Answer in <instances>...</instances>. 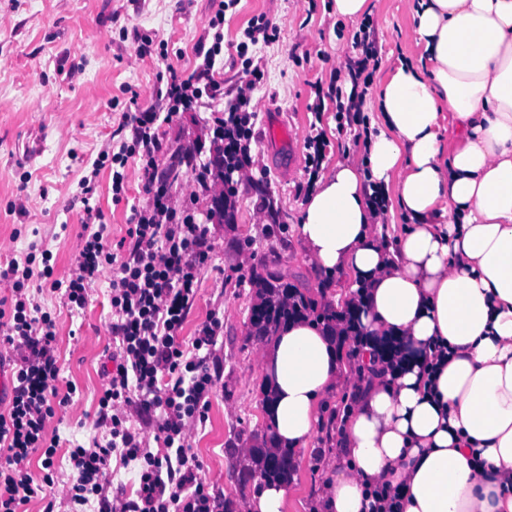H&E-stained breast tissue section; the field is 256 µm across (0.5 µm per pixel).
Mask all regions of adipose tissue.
<instances>
[{
	"mask_svg": "<svg viewBox=\"0 0 512 512\" xmlns=\"http://www.w3.org/2000/svg\"><path fill=\"white\" fill-rule=\"evenodd\" d=\"M412 21L427 68L388 66L365 166L321 176L297 227L311 262L364 295L361 375L340 377L334 330L288 322L260 352L267 416L308 449L325 399L360 384L324 512H372L382 486L395 512H512V0H418ZM377 189L408 221L391 245ZM391 338L403 361L382 354Z\"/></svg>",
	"mask_w": 512,
	"mask_h": 512,
	"instance_id": "1",
	"label": "adipose tissue"
}]
</instances>
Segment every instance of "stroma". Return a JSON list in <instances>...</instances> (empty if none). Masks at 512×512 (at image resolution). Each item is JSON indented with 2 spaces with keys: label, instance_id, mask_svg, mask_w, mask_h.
Returning <instances> with one entry per match:
<instances>
[{
  "label": "stroma",
  "instance_id": "stroma-1",
  "mask_svg": "<svg viewBox=\"0 0 512 512\" xmlns=\"http://www.w3.org/2000/svg\"><path fill=\"white\" fill-rule=\"evenodd\" d=\"M412 6L413 0H370L368 12L379 22L373 82L381 81L387 64L412 51ZM210 12V0H0V57L9 61L0 69V240H13L15 255L25 254L30 243L42 244L53 255L56 277L69 274L86 218L73 201L80 178L98 152L111 145L130 108L128 89L153 86L169 62L193 68ZM260 14L278 25L279 38L249 49L264 72L254 92L265 103L254 120V179L238 188L235 223L210 227L213 258L181 332L183 340H190L214 312L224 322L223 377L191 442L207 480L224 491V512H241V502L259 485L252 455L268 447L271 438L259 360L264 343L249 321L254 277L277 278L320 310L333 307L351 288L347 273L328 278L308 261L296 232L307 198L306 150L267 145L266 122L280 118L302 139L322 132V173L340 163L361 166L367 158L357 129H337L333 103L319 115L310 110L314 83L326 86L335 80L331 74L348 51L338 35L342 18L334 0H238L224 14L225 57L235 55L244 29ZM138 32L167 42L169 61L154 54L133 60ZM335 81L347 83L343 76ZM111 184L110 171L102 170L92 203L104 215L113 247L127 233L131 207L144 204L146 196L134 179L126 199L113 202ZM265 196L279 213L278 223H268L260 212ZM33 296L55 320L58 387L70 393L48 427L58 440L55 467L64 480L71 473V449L104 437L95 413L112 344L110 289L104 281L92 285L81 309L67 307L47 289ZM347 392L346 386L337 387L321 412L310 450L294 454L286 512H322V474L341 461L337 429L328 420Z\"/></svg>",
  "mask_w": 512,
  "mask_h": 512
}]
</instances>
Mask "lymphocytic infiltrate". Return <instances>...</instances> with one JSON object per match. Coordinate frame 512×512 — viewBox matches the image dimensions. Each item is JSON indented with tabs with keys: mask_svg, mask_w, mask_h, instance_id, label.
<instances>
[{
	"mask_svg": "<svg viewBox=\"0 0 512 512\" xmlns=\"http://www.w3.org/2000/svg\"><path fill=\"white\" fill-rule=\"evenodd\" d=\"M237 0H218L207 18L209 45L198 46L197 63L184 72L167 66L166 76L146 90L132 91V111L118 126V149L98 153L88 175L78 182L86 219L68 277L55 278L52 255L30 243L24 259L0 264V359L16 365L9 407L0 413V512H20L21 505L49 488L69 505L96 502L97 512H224L216 486L202 474L190 452L193 431L205 419L209 398L221 379L217 344L224 325L210 314L191 340L180 331L197 296L213 245L209 227L235 220L238 186L251 178V144L264 73L249 55L251 46L277 40L279 28L266 16L252 19L236 47L245 85L230 91L218 80L215 65L224 56V13ZM377 23L366 16L351 29L356 58L345 67L351 88L329 84L315 88L313 111L334 103L337 124L361 125L362 108L372 85L368 63L377 55ZM206 111V140L170 149L164 127L186 112ZM112 174V198L122 200L130 175H137L147 200L134 208L126 237L111 251L103 213L92 206L95 180L102 169ZM208 208H198L201 194ZM111 288L113 370L103 373L95 423L106 441H93L70 452L72 476L58 480L54 467L55 417L60 366L55 350V322L38 312L32 283L59 293L70 306L84 307L88 290L100 279ZM358 302L320 314L324 325L340 324L338 343L357 357L365 334ZM42 452L45 469L34 483L26 463ZM138 470L135 494L111 480V460Z\"/></svg>",
	"mask_w": 512,
	"mask_h": 512,
	"instance_id": "obj_1",
	"label": "lymphocytic infiltrate"
}]
</instances>
